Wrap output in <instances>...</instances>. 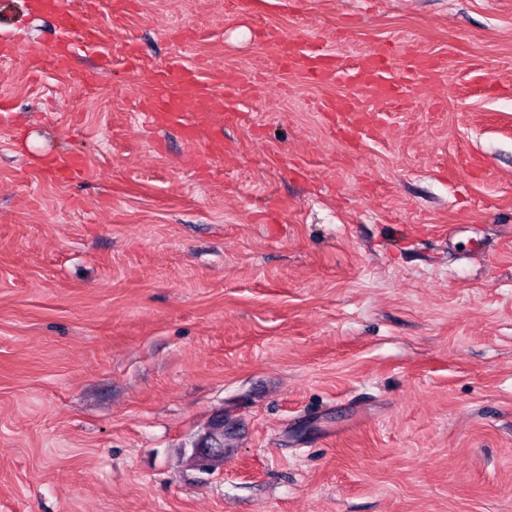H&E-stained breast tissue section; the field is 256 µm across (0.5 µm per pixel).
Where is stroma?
Segmentation results:
<instances>
[{
  "mask_svg": "<svg viewBox=\"0 0 512 512\" xmlns=\"http://www.w3.org/2000/svg\"><path fill=\"white\" fill-rule=\"evenodd\" d=\"M32 3L0 0V512H512V0H123L111 70L38 74ZM273 30L447 80L376 106ZM174 61L249 89L207 175L138 116ZM354 105V101L347 96L327 100L322 104L324 111L333 112L340 127L353 138L362 134L365 129L364 123L352 112ZM224 420H221L216 423L217 429L221 431V438H219L214 444L211 441V438L208 440L201 441L194 448L193 451V459L195 462V466L203 472L211 471V462L214 457L223 456L224 457V427L222 423Z\"/></svg>",
  "mask_w": 512,
  "mask_h": 512,
  "instance_id": "35a3bbf8",
  "label": "stroma"
}]
</instances>
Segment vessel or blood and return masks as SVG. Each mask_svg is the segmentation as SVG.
<instances>
[{"label":"vessel or blood","instance_id":"vessel-or-blood-1","mask_svg":"<svg viewBox=\"0 0 512 512\" xmlns=\"http://www.w3.org/2000/svg\"><path fill=\"white\" fill-rule=\"evenodd\" d=\"M104 6V0H79L77 8L67 13L68 26L82 33L85 49L95 55L100 67L112 64V40L99 27L89 25L88 19L102 14ZM273 41L289 70L315 82L339 83L353 79L363 96L373 101L404 100L414 95L420 84L444 80L448 73L446 60L410 54L404 61L405 77L400 80L380 50L362 52L348 69L341 56L328 53L321 42H294L280 35L274 36ZM145 80L151 91L143 98L144 122L158 128L180 126L184 139L191 146L201 142L207 122L206 114L199 110L200 105L221 94L225 97V109L230 112L236 98L244 92L239 77L233 72L218 74L216 80L210 81L179 62L150 71ZM353 107V100L346 96L323 103L324 111L334 113L344 132L354 138L362 133L365 125Z\"/></svg>","mask_w":512,"mask_h":512}]
</instances>
